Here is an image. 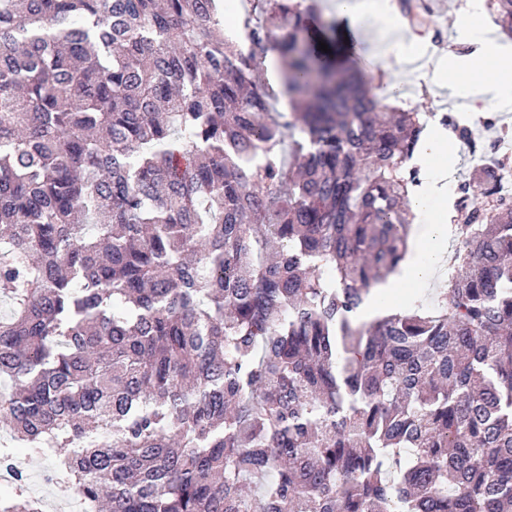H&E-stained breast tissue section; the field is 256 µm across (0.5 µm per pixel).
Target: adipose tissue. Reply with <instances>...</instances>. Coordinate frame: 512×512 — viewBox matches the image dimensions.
Here are the masks:
<instances>
[{
    "label": "adipose tissue",
    "mask_w": 512,
    "mask_h": 512,
    "mask_svg": "<svg viewBox=\"0 0 512 512\" xmlns=\"http://www.w3.org/2000/svg\"><path fill=\"white\" fill-rule=\"evenodd\" d=\"M336 14L352 27L374 36L378 42L376 58L382 59L386 74V92L398 90L397 72L393 61L400 53L414 52L417 37L402 18L396 0H336ZM455 27L461 38L478 47L479 65L472 68L460 65L452 52L437 51L432 65L422 67L421 80L428 85L452 83L457 98L469 101L474 113H482L498 102L512 100V51L498 38L489 37L490 30L482 12L464 10ZM456 146L437 123H429L416 161L427 171L428 180L423 191L413 197L411 208L419 214L439 207L438 221H415L421 239L433 243L434 251L421 253L411 249L395 275L374 287L364 319H372L387 307L388 297L396 296L404 285L426 287L446 264V254L437 248V241L447 237L450 217L448 205V177L453 167Z\"/></svg>",
    "instance_id": "1"
}]
</instances>
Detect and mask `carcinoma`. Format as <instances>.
Instances as JSON below:
<instances>
[{
	"instance_id": "cac0c4a2",
	"label": "carcinoma",
	"mask_w": 512,
	"mask_h": 512,
	"mask_svg": "<svg viewBox=\"0 0 512 512\" xmlns=\"http://www.w3.org/2000/svg\"><path fill=\"white\" fill-rule=\"evenodd\" d=\"M253 2L246 56L217 0H0V418L90 512H512V197L473 174L435 308L362 320L422 115Z\"/></svg>"
}]
</instances>
